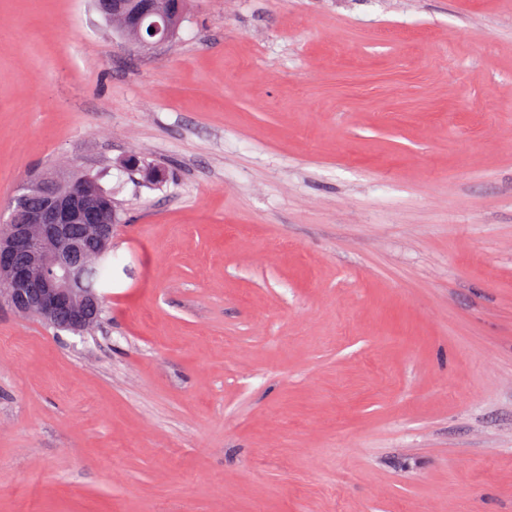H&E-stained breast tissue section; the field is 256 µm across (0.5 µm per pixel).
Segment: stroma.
I'll use <instances>...</instances> for the list:
<instances>
[{
    "instance_id": "obj_1",
    "label": "stroma",
    "mask_w": 512,
    "mask_h": 512,
    "mask_svg": "<svg viewBox=\"0 0 512 512\" xmlns=\"http://www.w3.org/2000/svg\"><path fill=\"white\" fill-rule=\"evenodd\" d=\"M70 165L125 221L93 333L0 305V512H512V0H0V212ZM158 0H94L96 11L106 19H117L121 23L124 38L137 44L149 46L169 40L168 28L162 31L158 23H153L144 31V19L158 13ZM163 26V17L157 14L155 19ZM150 28L154 29L150 33ZM148 34V36L146 35Z\"/></svg>"
}]
</instances>
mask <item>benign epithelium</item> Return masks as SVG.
<instances>
[{
  "instance_id": "obj_1",
  "label": "benign epithelium",
  "mask_w": 512,
  "mask_h": 512,
  "mask_svg": "<svg viewBox=\"0 0 512 512\" xmlns=\"http://www.w3.org/2000/svg\"><path fill=\"white\" fill-rule=\"evenodd\" d=\"M96 11L121 23L124 37L153 47L169 40L168 31L144 19L158 13L157 0H94ZM17 223L0 226V303L54 324L66 315L71 326L87 329L100 310V297L74 287L76 273L104 253L114 236V205L100 202L83 187L55 188L54 174L31 182Z\"/></svg>"
}]
</instances>
